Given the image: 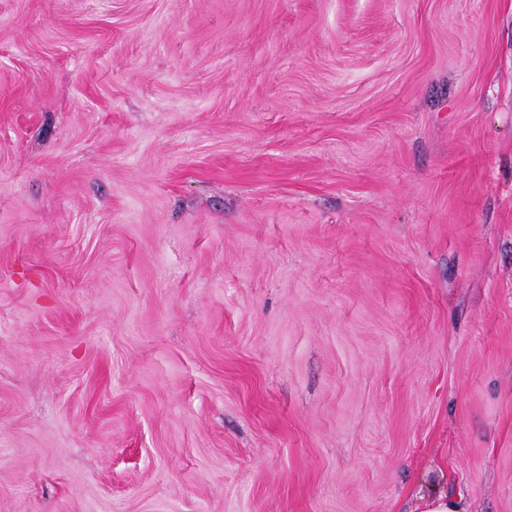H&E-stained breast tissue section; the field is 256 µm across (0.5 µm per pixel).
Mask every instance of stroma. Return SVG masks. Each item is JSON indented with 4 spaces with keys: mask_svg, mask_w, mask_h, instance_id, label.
Listing matches in <instances>:
<instances>
[{
    "mask_svg": "<svg viewBox=\"0 0 512 512\" xmlns=\"http://www.w3.org/2000/svg\"><path fill=\"white\" fill-rule=\"evenodd\" d=\"M512 512V0H0V512ZM414 510L410 512H466L460 496H448L435 486L433 480L417 492Z\"/></svg>",
    "mask_w": 512,
    "mask_h": 512,
    "instance_id": "stroma-1",
    "label": "stroma"
}]
</instances>
